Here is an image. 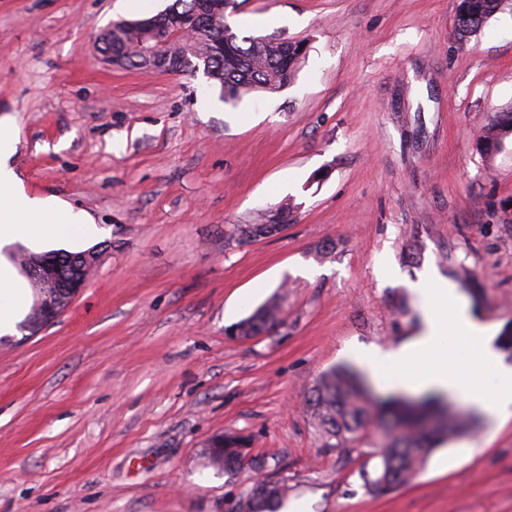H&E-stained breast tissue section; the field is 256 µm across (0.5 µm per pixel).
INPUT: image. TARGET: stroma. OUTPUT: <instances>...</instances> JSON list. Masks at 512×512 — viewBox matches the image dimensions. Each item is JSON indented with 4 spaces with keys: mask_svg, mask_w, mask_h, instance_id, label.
<instances>
[{
    "mask_svg": "<svg viewBox=\"0 0 512 512\" xmlns=\"http://www.w3.org/2000/svg\"><path fill=\"white\" fill-rule=\"evenodd\" d=\"M169 2L0 0L10 163L89 214L99 252L56 322L0 338V512H229L258 478L312 512H512V421L374 496L382 430L340 454L309 407L356 348L415 335L427 267L512 331V134L481 141L512 112V0L465 40L459 0H235L234 31L305 55L234 106L203 76L102 60L101 29ZM284 203L281 233L225 243ZM281 292L275 328L228 335ZM224 433L252 440L233 472L208 460Z\"/></svg>",
    "mask_w": 512,
    "mask_h": 512,
    "instance_id": "1",
    "label": "stroma"
}]
</instances>
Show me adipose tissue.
<instances>
[{
  "mask_svg": "<svg viewBox=\"0 0 512 512\" xmlns=\"http://www.w3.org/2000/svg\"><path fill=\"white\" fill-rule=\"evenodd\" d=\"M14 152L15 138L0 124V249L17 242L66 247L95 235L84 213L59 199L25 193L9 163ZM409 288L423 309V329L389 351L358 349L354 360L381 388L459 394L490 424L512 419V364L495 347L492 326L477 320L433 269ZM27 303L22 277L0 252V332L11 331Z\"/></svg>",
  "mask_w": 512,
  "mask_h": 512,
  "instance_id": "adipose-tissue-1",
  "label": "adipose tissue"
}]
</instances>
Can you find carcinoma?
Segmentation results:
<instances>
[{"instance_id":"obj_1","label":"carcinoma","mask_w":512,"mask_h":512,"mask_svg":"<svg viewBox=\"0 0 512 512\" xmlns=\"http://www.w3.org/2000/svg\"><path fill=\"white\" fill-rule=\"evenodd\" d=\"M501 0H459L457 34L465 39L481 29L499 8ZM233 0H172V24L166 30H152L141 20L112 23L121 37L112 42V54L119 64L147 69L149 64L137 44L159 46L171 72L192 74L185 62L193 59L202 66L207 82L220 86L225 100L236 102L253 92H277L291 82L304 44L262 36H239L227 22ZM512 133V114L507 123L487 129L482 138L495 145ZM289 207L283 206L268 224H239L227 239L239 243L274 235L288 223ZM280 298L274 296L233 329L236 336H255L278 323ZM322 447L346 453L374 419L389 418L394 430L381 448L380 466L374 476H365L367 490L388 492L413 478L426 456L445 436L466 430L474 420L468 410L445 409L443 400L428 396L416 405L397 397L376 399L367 395L358 374L341 367L322 376L310 403ZM211 463L226 472L242 462V449L251 447L245 436L221 434L209 444ZM288 498V486L280 482L253 483L232 508V512H279Z\"/></svg>"}]
</instances>
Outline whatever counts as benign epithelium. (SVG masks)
I'll list each match as a JSON object with an SVG mask.
<instances>
[{
    "label": "benign epithelium",
    "mask_w": 512,
    "mask_h": 512,
    "mask_svg": "<svg viewBox=\"0 0 512 512\" xmlns=\"http://www.w3.org/2000/svg\"><path fill=\"white\" fill-rule=\"evenodd\" d=\"M23 272L42 288L35 307L36 317L30 323L40 329L56 321L63 311L50 296L60 292L71 298L85 287L90 272L96 265V252L78 255L42 254L27 256L22 261Z\"/></svg>",
    "instance_id": "obj_1"
}]
</instances>
